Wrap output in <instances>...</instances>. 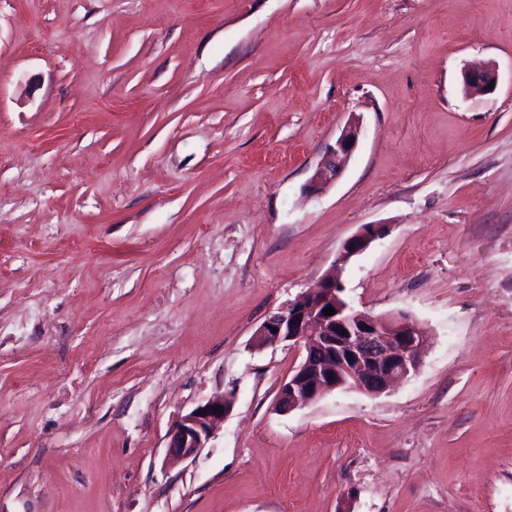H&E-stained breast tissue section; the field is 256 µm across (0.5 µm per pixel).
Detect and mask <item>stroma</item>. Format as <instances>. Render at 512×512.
<instances>
[{"instance_id": "35a3bbf8", "label": "stroma", "mask_w": 512, "mask_h": 512, "mask_svg": "<svg viewBox=\"0 0 512 512\" xmlns=\"http://www.w3.org/2000/svg\"><path fill=\"white\" fill-rule=\"evenodd\" d=\"M365 224L421 366L278 413L253 334ZM0 512H512V0H0ZM490 84H493L492 88H489ZM497 84L498 70L494 63H488L480 68L467 69L463 73L462 91L465 98L492 94ZM360 130V121L354 118L343 129L336 142L329 145L311 178L312 188L324 189L336 181L347 158L356 147ZM217 405L223 406L221 412L214 411ZM232 406L231 396L215 395L182 415L169 431L166 458L183 461L194 457L201 448H205L216 427L224 423V417ZM196 411H205V415H197Z\"/></svg>"}]
</instances>
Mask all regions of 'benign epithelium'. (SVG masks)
Listing matches in <instances>:
<instances>
[{
	"instance_id": "benign-epithelium-1",
	"label": "benign epithelium",
	"mask_w": 512,
	"mask_h": 512,
	"mask_svg": "<svg viewBox=\"0 0 512 512\" xmlns=\"http://www.w3.org/2000/svg\"><path fill=\"white\" fill-rule=\"evenodd\" d=\"M494 63L463 73V95L486 96L495 91ZM361 124L352 119L336 142L329 145L311 178V187L324 189L335 182L356 147ZM386 233L383 224H364L338 253L333 269L315 287L301 293L270 315L254 334L257 347L288 343L305 355L280 387L276 409L290 413L340 388L368 395L386 392L395 382L414 375L425 353V331L408 313L371 315L353 309L341 298L338 272ZM332 307L335 314L326 315ZM278 328L272 332L271 328ZM222 411H215V406ZM233 406V398L215 395L181 416L168 434L166 458L183 461L195 456L212 438Z\"/></svg>"
}]
</instances>
